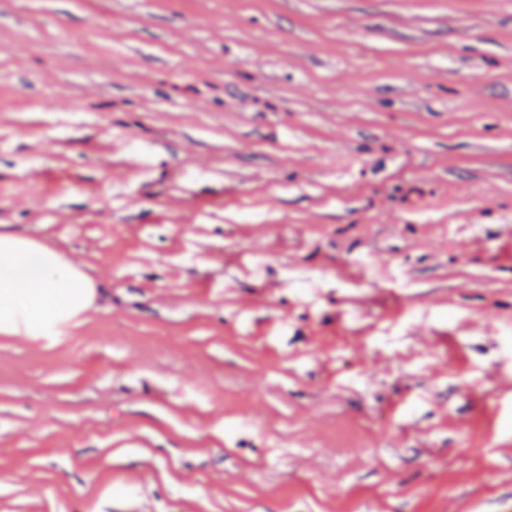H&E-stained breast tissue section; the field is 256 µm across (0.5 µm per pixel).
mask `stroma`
<instances>
[{"label":"stroma","instance_id":"stroma-1","mask_svg":"<svg viewBox=\"0 0 512 512\" xmlns=\"http://www.w3.org/2000/svg\"><path fill=\"white\" fill-rule=\"evenodd\" d=\"M0 234V512H512V0H0ZM91 284L54 251L0 235V328L48 342L67 332L69 322L59 323L53 335L31 336L49 330L81 309Z\"/></svg>","mask_w":512,"mask_h":512}]
</instances>
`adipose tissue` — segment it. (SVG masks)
Wrapping results in <instances>:
<instances>
[{"mask_svg":"<svg viewBox=\"0 0 512 512\" xmlns=\"http://www.w3.org/2000/svg\"><path fill=\"white\" fill-rule=\"evenodd\" d=\"M89 282L54 251L0 235V330L32 335L84 307Z\"/></svg>","mask_w":512,"mask_h":512,"instance_id":"ef3b65f1","label":"adipose tissue"}]
</instances>
